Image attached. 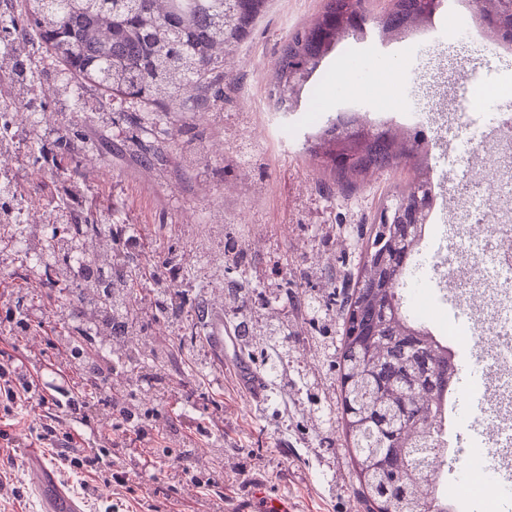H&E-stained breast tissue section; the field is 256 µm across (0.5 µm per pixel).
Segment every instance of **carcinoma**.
<instances>
[{
	"mask_svg": "<svg viewBox=\"0 0 512 512\" xmlns=\"http://www.w3.org/2000/svg\"><path fill=\"white\" fill-rule=\"evenodd\" d=\"M18 19L5 4L0 19V77L32 112L44 110L42 75L32 62L19 58L20 37L30 36L62 64L76 82L75 105L94 111L114 97L140 99L164 111H198L223 94L220 66L251 33L269 0H240L236 23L224 27V0H24ZM364 0H327L308 25L295 30L283 45L269 79V93L279 106L297 107L303 77L312 78L336 48V26L346 22L350 33L363 35ZM431 20L418 0H391L380 19L382 34L394 39ZM491 40L512 46V17L500 28L486 29ZM351 114L343 127L329 120L313 135L310 153L337 182L351 184L370 172L413 161L415 174L396 186L381 205L390 226L371 228L354 286L340 302L343 329L358 325L367 335L342 336L338 367L343 430L352 453L361 495L370 512H453L441 495L445 464L438 463L437 442L446 435L439 402L454 390L453 360L423 323L406 315L398 288L410 261L422 247L434 201L425 139L416 129H387L360 135ZM38 158L63 168L74 162L84 143L62 146L41 135ZM25 186L0 184V209H14ZM69 209L63 238L65 268L85 276L86 241L100 234L98 204L77 182L49 188ZM97 296L87 302L97 329L113 336L122 325L113 317L116 293L131 287L123 273L108 267L94 271ZM116 356L136 367L155 363L151 352L96 351L84 356L89 373L105 386L100 361Z\"/></svg>",
	"mask_w": 512,
	"mask_h": 512,
	"instance_id": "cac0c4a2",
	"label": "carcinoma"
}]
</instances>
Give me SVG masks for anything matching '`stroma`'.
Wrapping results in <instances>:
<instances>
[{"instance_id":"1","label":"stroma","mask_w":512,"mask_h":512,"mask_svg":"<svg viewBox=\"0 0 512 512\" xmlns=\"http://www.w3.org/2000/svg\"><path fill=\"white\" fill-rule=\"evenodd\" d=\"M325 0H270L253 33L233 52L234 82L201 112H160L136 99L112 102V118L47 100L52 128L84 142L75 168L28 171L34 131L19 128L9 160L26 187L25 201L48 210L46 187L76 178L125 225L121 249L141 280L122 294L130 320L121 346L153 349L161 370H114L113 389L93 393L74 353V337L50 327L74 321L80 298H94L86 279L50 281L31 271L28 241L47 239L52 225L0 224V364L23 363L36 394L18 415L0 409V512H36L32 459L51 470L84 512H242L256 482L285 497L292 512H366L341 420L339 305L353 286L382 197L413 176L403 162L355 185L337 183L308 138L340 113L346 93L338 69L362 84L378 72L438 65L431 85H409L393 119L377 128L411 127L431 99H454L467 70L488 65L512 75V53L492 55L486 41L453 33L436 45L372 35L337 45L305 86L295 112L275 109L268 92L272 65L288 36L314 20ZM162 154H155V147ZM178 293L183 316L157 306L160 289ZM223 315L237 347L217 354L211 317ZM264 381L249 396L241 374ZM119 399L127 415L110 408ZM83 402L71 413L69 400ZM53 432L54 446L39 434ZM110 461L120 453L127 485L116 490L92 475L62 468L64 439ZM189 478L169 483L173 467Z\"/></svg>"}]
</instances>
